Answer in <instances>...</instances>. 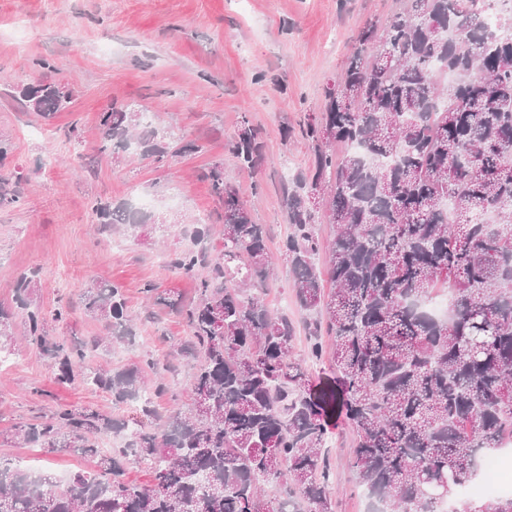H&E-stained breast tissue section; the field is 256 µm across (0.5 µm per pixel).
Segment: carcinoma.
<instances>
[{"label":"carcinoma","instance_id":"obj_1","mask_svg":"<svg viewBox=\"0 0 512 512\" xmlns=\"http://www.w3.org/2000/svg\"><path fill=\"white\" fill-rule=\"evenodd\" d=\"M483 0H405L385 26L358 33L340 75L323 88L324 112L302 134L314 160L285 192L291 232L283 253L300 307L321 318L308 325L307 360L329 361L336 386L316 389L292 357L294 321L260 294L269 275L265 229L242 191L212 164L206 178L224 207V249L208 260L197 246L170 259L197 279L198 298L172 309L190 336L178 354L196 364L188 399L162 429L153 400L138 407L128 448L99 453L98 440L124 427L77 408L16 428L24 444L46 453L99 455L60 485L0 462V512H332L328 460L330 415L339 410L356 433L350 465L372 512H440L456 505L481 475L482 459L512 439V8L500 28L482 18ZM25 107L46 121L67 110L71 91L57 81L17 88ZM100 152L121 162L131 153L162 163L193 152L172 149L167 133L132 105L100 113ZM231 150L242 167L264 156L257 130L240 123ZM336 226L332 241L316 232L321 198ZM21 202L18 183L0 179V209ZM493 219L482 217L487 211ZM105 229L154 224L153 213L127 203L94 207ZM327 259L324 287L316 256ZM33 276L13 286L14 309L0 306V335L22 316L28 341H46V314ZM452 313L441 321L422 304L438 291ZM81 299L107 334L86 344L46 348L55 380L80 381L118 402L168 390L145 384L154 358L122 371L86 364L87 350L135 336L122 288L93 281ZM152 475L124 479V465ZM452 512H512V496L463 502Z\"/></svg>","mask_w":512,"mask_h":512}]
</instances>
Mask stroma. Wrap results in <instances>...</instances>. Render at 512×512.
Returning <instances> with one entry per match:
<instances>
[{"label":"stroma","instance_id":"35a3bbf8","mask_svg":"<svg viewBox=\"0 0 512 512\" xmlns=\"http://www.w3.org/2000/svg\"><path fill=\"white\" fill-rule=\"evenodd\" d=\"M402 0H0V177L20 183L22 203L0 210V305L12 307L13 284L37 270L33 296L45 310L70 302L66 321L48 325L49 341L80 343L102 335L100 322L78 305L94 280L118 283L137 334L132 342L91 353V366L122 369L148 357L176 363L166 373L169 394L155 405L169 413L184 403L193 369L177 360L188 329L171 301L196 300L193 279L157 254L191 244L194 225L207 224L209 256L223 248L224 210L205 174L212 163L246 191L256 223L267 231L274 270L265 299L298 324L294 352L305 357V314L294 298L292 272L282 242L291 230L282 205L283 186H295L313 161L300 127L323 110V88L341 72L358 31L386 24ZM73 92L69 111L51 121L27 111L17 86L49 79L50 67ZM152 112L173 147L194 142L196 152L159 166L137 157L114 164L98 150L100 112L112 102ZM264 142V158L240 167L230 142L242 118ZM78 127L81 137L67 133ZM56 155L54 167L46 158ZM146 190L160 198L157 223L106 231L96 222V202L132 199ZM155 287L152 300L143 290ZM13 365L0 369V458L31 461L47 475L88 470L95 460L71 450L47 454L13 440L15 427L50 418L72 406L132 424L135 403L115 402L92 386L58 384L49 358L24 338L21 317L0 340ZM330 465L333 512H368L369 501L349 465L353 433L332 419Z\"/></svg>","mask_w":512,"mask_h":512}]
</instances>
